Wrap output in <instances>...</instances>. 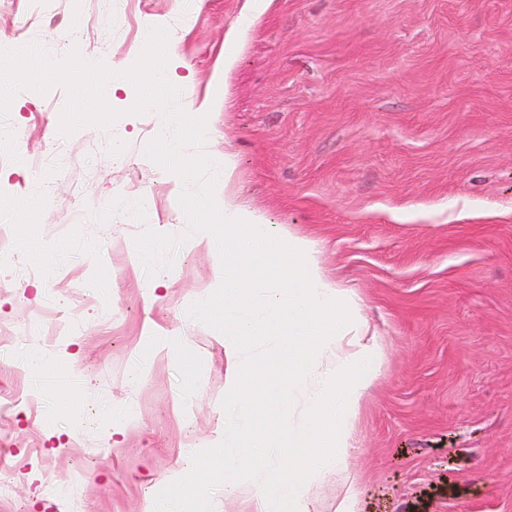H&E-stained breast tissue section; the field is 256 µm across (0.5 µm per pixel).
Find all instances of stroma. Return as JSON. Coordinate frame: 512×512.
<instances>
[{"instance_id":"35a3bbf8","label":"stroma","mask_w":512,"mask_h":512,"mask_svg":"<svg viewBox=\"0 0 512 512\" xmlns=\"http://www.w3.org/2000/svg\"><path fill=\"white\" fill-rule=\"evenodd\" d=\"M117 3L51 0L36 14L14 0L0 48L24 39L59 57L71 35L120 71L167 27L179 103L208 117L203 152L234 158L216 197L312 239L354 297L358 324L338 346L351 360L372 348L375 372L348 455L306 484L310 512H512V0H276L239 46L225 36L246 0H146L123 20ZM73 12L91 20L74 35ZM105 97L122 118L70 136L48 198L28 161L57 134L66 92L10 106L19 159L0 166V207L18 260L0 267L15 279L0 320L24 338V371L5 377L38 408L0 415L12 437L0 462L26 441L59 462L52 489L37 465L15 476L0 512H74V486L85 512H146L224 437V336L187 314L219 286L220 259L200 232L148 275L134 239L185 235L182 183L145 156L162 121L130 114L132 83L112 80ZM32 240L50 281L15 276ZM49 287L85 329L48 347L29 328Z\"/></svg>"}]
</instances>
